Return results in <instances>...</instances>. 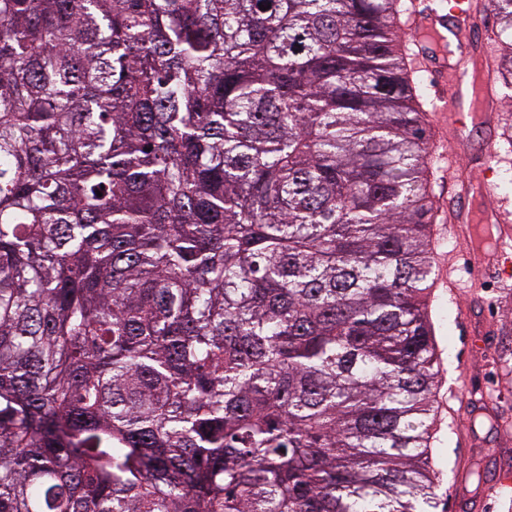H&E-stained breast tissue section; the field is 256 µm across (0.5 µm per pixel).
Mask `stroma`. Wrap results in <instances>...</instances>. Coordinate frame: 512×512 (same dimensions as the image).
Instances as JSON below:
<instances>
[{"instance_id":"obj_1","label":"stroma","mask_w":512,"mask_h":512,"mask_svg":"<svg viewBox=\"0 0 512 512\" xmlns=\"http://www.w3.org/2000/svg\"><path fill=\"white\" fill-rule=\"evenodd\" d=\"M500 136L496 192L512 197V144L503 136L512 127V88L497 86ZM478 147L467 149L457 169L436 167L437 219L432 317L440 358L437 421L431 443L440 470L438 512H512V487L493 492L499 472L512 470V278L482 277L474 291V270L466 265L465 241L452 234L448 185L457 176H482Z\"/></svg>"}]
</instances>
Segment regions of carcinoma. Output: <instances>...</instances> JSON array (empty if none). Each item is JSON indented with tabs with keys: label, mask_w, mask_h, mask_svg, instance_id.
Here are the masks:
<instances>
[{
	"label": "carcinoma",
	"mask_w": 512,
	"mask_h": 512,
	"mask_svg": "<svg viewBox=\"0 0 512 512\" xmlns=\"http://www.w3.org/2000/svg\"><path fill=\"white\" fill-rule=\"evenodd\" d=\"M402 12L0 0V512H436Z\"/></svg>",
	"instance_id": "carcinoma-1"
}]
</instances>
